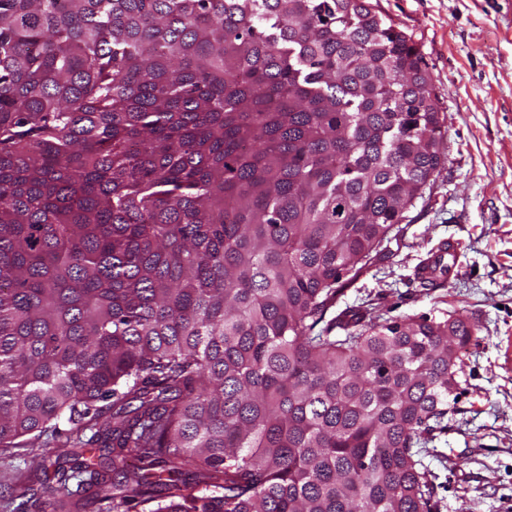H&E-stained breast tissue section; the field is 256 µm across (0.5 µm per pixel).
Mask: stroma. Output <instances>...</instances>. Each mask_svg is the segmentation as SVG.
Instances as JSON below:
<instances>
[{
	"mask_svg": "<svg viewBox=\"0 0 512 512\" xmlns=\"http://www.w3.org/2000/svg\"><path fill=\"white\" fill-rule=\"evenodd\" d=\"M368 2L423 56L443 161L338 305L473 326L448 431L422 458L434 512H512V0ZM444 239L459 270L420 287L415 270Z\"/></svg>",
	"mask_w": 512,
	"mask_h": 512,
	"instance_id": "35a3bbf8",
	"label": "stroma"
}]
</instances>
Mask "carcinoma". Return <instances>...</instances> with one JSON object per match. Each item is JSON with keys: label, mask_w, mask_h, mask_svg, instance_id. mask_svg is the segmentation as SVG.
Masks as SVG:
<instances>
[{"label": "carcinoma", "mask_w": 512, "mask_h": 512, "mask_svg": "<svg viewBox=\"0 0 512 512\" xmlns=\"http://www.w3.org/2000/svg\"><path fill=\"white\" fill-rule=\"evenodd\" d=\"M441 137L365 0H0L13 512H433L473 328L333 308Z\"/></svg>", "instance_id": "obj_1"}]
</instances>
